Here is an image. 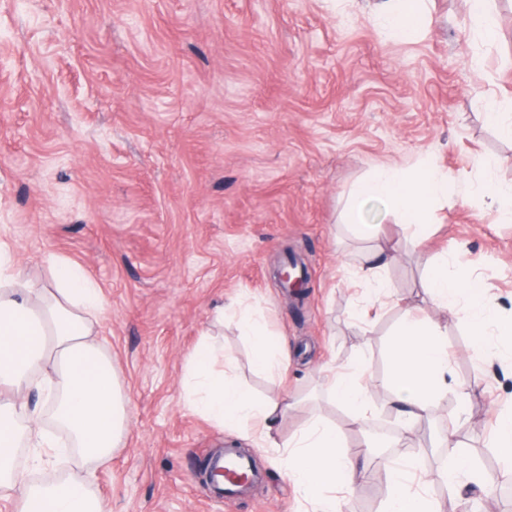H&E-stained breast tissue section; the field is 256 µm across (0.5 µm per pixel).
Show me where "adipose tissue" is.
Returning a JSON list of instances; mask_svg holds the SVG:
<instances>
[{"label":"adipose tissue","instance_id":"ef3b65f1","mask_svg":"<svg viewBox=\"0 0 512 512\" xmlns=\"http://www.w3.org/2000/svg\"><path fill=\"white\" fill-rule=\"evenodd\" d=\"M383 33L402 42L420 37L431 22L426 0H382L378 14ZM446 173L425 164L409 173L380 167L352 190L346 223L362 226L365 203L379 201L401 223H429L438 202L447 198ZM53 281L49 287L32 285L12 263L0 244V386L14 397L0 402V490L17 493L19 512H104L102 503L81 483L69 480L37 484L13 469L14 450L20 435L31 447L54 457L76 453L104 461L119 447L128 428L126 397L111 361L89 343L93 321L104 308L100 288L76 264L60 258L50 261ZM423 287L439 309L456 311L476 336V359H484L483 343L489 333L512 335V317L492 306L481 274L469 264L441 255L431 259ZM242 330L254 337L256 368L277 376L286 355L269 343L264 319L244 312ZM224 350L205 339L190 356L185 382L187 402L212 423L235 429L246 439L260 438L269 448L282 443L272 434L292 403L258 401L243 385L230 379L217 364ZM366 362L352 370L328 376L327 391L347 405L357 422L368 416L370 392L364 380ZM451 376L448 341L430 318L419 317L414 306H405L391 344L389 405L404 431H411L447 393ZM38 387L53 409L56 435L43 430L37 418L21 421L18 396ZM288 471L314 512H344L343 498L328 495L329 487L343 485L354 492L360 475L363 448H349L331 426L318 418L303 421L286 443ZM392 487L384 512H440L438 505L414 485L410 467L386 466Z\"/></svg>","mask_w":512,"mask_h":512}]
</instances>
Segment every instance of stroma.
<instances>
[{
    "mask_svg": "<svg viewBox=\"0 0 512 512\" xmlns=\"http://www.w3.org/2000/svg\"><path fill=\"white\" fill-rule=\"evenodd\" d=\"M379 0H0V240L37 284L49 261L81 265L105 310L96 341L127 395L129 429L104 466L70 455L34 466L30 480L88 483L106 512H313L288 477V451L221 429L184 398L186 362L210 333L227 372L257 397L296 402L287 440L309 415L349 446L371 439L331 400L327 369L370 364L376 420L396 422L383 388L400 306L428 310L448 334L455 384L392 458L416 460L415 483L443 512H459L424 449L440 455L446 427L462 453L492 467L494 416L512 406V379H493L475 340L422 288L426 256L460 254L498 301L512 298V223H499L471 184L483 172L512 181V141L484 116L495 96L512 111V0H492L499 37L472 30L466 0H433L416 41L382 34ZM484 57L472 70L470 56ZM432 164L451 191L433 223H396L368 203L375 237L343 222L351 190L381 165ZM397 243L389 288L361 318L350 273L365 250ZM310 279L291 299L274 270L287 252ZM261 312L291 358L281 377L254 370L233 308ZM225 306L223 320L215 309ZM225 447L256 459L261 482L233 502L199 474Z\"/></svg>",
    "mask_w": 512,
    "mask_h": 512,
    "instance_id": "35a3bbf8",
    "label": "stroma"
}]
</instances>
